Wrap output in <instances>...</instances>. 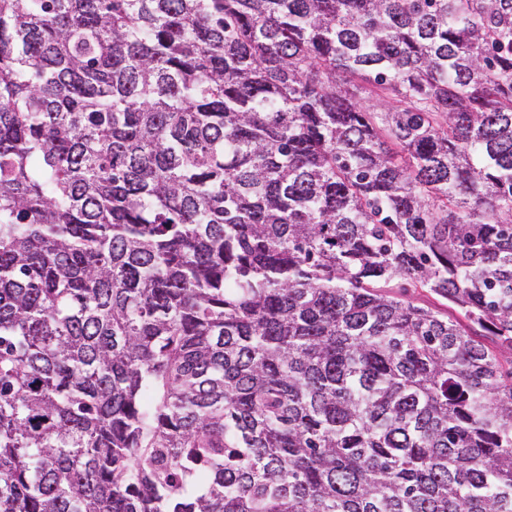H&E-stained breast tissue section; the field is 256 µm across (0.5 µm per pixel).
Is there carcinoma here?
Instances as JSON below:
<instances>
[{
  "instance_id": "cac0c4a2",
  "label": "carcinoma",
  "mask_w": 512,
  "mask_h": 512,
  "mask_svg": "<svg viewBox=\"0 0 512 512\" xmlns=\"http://www.w3.org/2000/svg\"><path fill=\"white\" fill-rule=\"evenodd\" d=\"M486 336L512 0H0V512H512ZM404 297L410 301H413L414 304H418L419 306H428L431 308H436L440 310L442 313H448V316H456L457 313L448 307V302L436 296H431L427 293L421 292L420 290H415L414 288H407V291L404 292Z\"/></svg>"
}]
</instances>
